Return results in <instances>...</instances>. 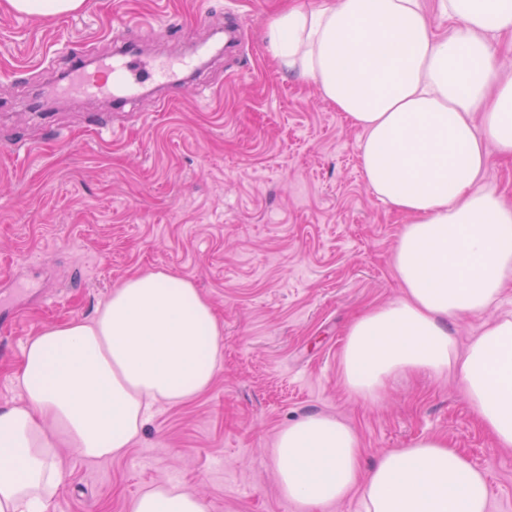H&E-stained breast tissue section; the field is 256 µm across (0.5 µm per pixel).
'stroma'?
<instances>
[{
    "label": "stroma",
    "mask_w": 512,
    "mask_h": 512,
    "mask_svg": "<svg viewBox=\"0 0 512 512\" xmlns=\"http://www.w3.org/2000/svg\"><path fill=\"white\" fill-rule=\"evenodd\" d=\"M284 0H85L56 19L0 0V289L37 273L0 339V407L21 401L17 369L42 328L89 319L146 271L193 283L221 326L211 387L159 405L123 456L64 448V483L46 512H130L141 492L174 484L206 512H295L269 449L310 413L356 429L364 464L442 437L483 470L489 512H512V448L479 425L459 378L404 375L373 399L342 382L345 331L401 295L393 252L408 222L368 187L365 133L311 80L284 72L264 38ZM214 51L176 99L154 92L116 111L103 97L58 96L73 57H105L130 23L140 52Z\"/></svg>",
    "instance_id": "35a3bbf8"
}]
</instances>
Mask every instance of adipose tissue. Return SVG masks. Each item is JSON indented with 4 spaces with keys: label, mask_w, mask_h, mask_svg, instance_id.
<instances>
[{
    "label": "adipose tissue",
    "mask_w": 512,
    "mask_h": 512,
    "mask_svg": "<svg viewBox=\"0 0 512 512\" xmlns=\"http://www.w3.org/2000/svg\"><path fill=\"white\" fill-rule=\"evenodd\" d=\"M455 20L443 38L419 0H315L266 28L272 59L312 80L366 139L372 192L409 216L393 254L402 298L362 313L342 349L345 386L377 395L401 373H455L482 427L512 447V315L459 351L457 319L498 307L512 281V203L483 180L487 144L512 156V80L499 81L490 38L512 34V0H439ZM482 113L475 124L474 113ZM221 327L187 279L128 278L90 320L42 328L26 344L23 402L0 407V512H45L63 483L59 451L122 455L159 403L212 383ZM297 512L360 494L363 512H488L486 475L440 438L394 448L363 468L349 425L318 413L289 422L270 450ZM131 512H205L193 493L161 485Z\"/></svg>",
    "instance_id": "adipose-tissue-1"
}]
</instances>
